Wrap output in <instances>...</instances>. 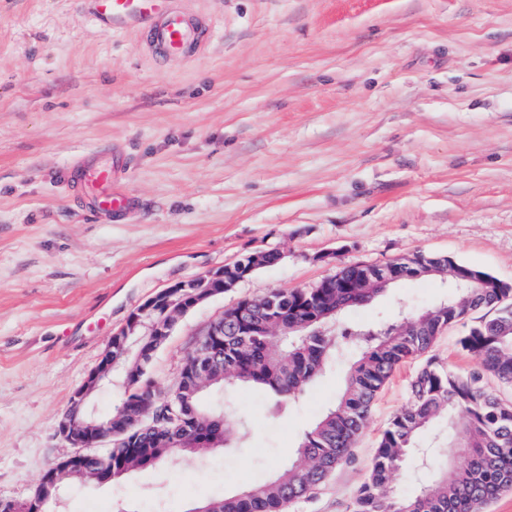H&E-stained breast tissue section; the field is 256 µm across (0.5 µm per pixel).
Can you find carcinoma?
<instances>
[{"label":"carcinoma","instance_id":"1","mask_svg":"<svg viewBox=\"0 0 512 512\" xmlns=\"http://www.w3.org/2000/svg\"><path fill=\"white\" fill-rule=\"evenodd\" d=\"M459 266L445 256L416 252L385 264L346 265L336 272L334 288L268 291L250 304L259 317L270 310L283 318L268 336L241 335L242 304L224 311L223 367L214 388L225 391L247 384L263 389L274 397V418L287 416L326 369L354 354L357 358L336 402L301 435L294 459L270 479L233 496L209 499L215 512H291L311 499L350 459L378 393L396 368L425 356L438 335L483 307L496 308L494 316L471 326L459 339L461 348L479 361V369L454 372L427 359L410 383L406 404L378 440L351 512H487L494 499L512 490V400L484 384L489 373L512 385V283L484 271L473 281L464 280L457 275ZM423 276L447 281L452 294L413 315L410 323L393 318L355 332L336 329L342 314L373 303L397 282ZM198 386L184 373L169 394L153 400L164 445L154 443L148 416L145 424L131 429L132 447L112 440L100 458L112 456L114 478L185 454L209 452L180 447L188 432L212 438L218 448L239 447L242 434L230 422L238 408L227 398L203 405ZM178 388L193 392L188 405L178 401ZM440 420L453 431L448 448L461 449L457 461L428 454L425 467L431 478L410 492L396 491V476L421 452L424 436Z\"/></svg>","mask_w":512,"mask_h":512}]
</instances>
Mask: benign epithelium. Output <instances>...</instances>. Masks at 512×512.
I'll return each instance as SVG.
<instances>
[{"mask_svg":"<svg viewBox=\"0 0 512 512\" xmlns=\"http://www.w3.org/2000/svg\"><path fill=\"white\" fill-rule=\"evenodd\" d=\"M249 266L241 267L235 275L223 268H214L206 276L179 282L147 299L128 317L124 326L111 337L107 348L97 366L82 386L74 391L67 409L59 417L56 430L59 437L76 449L71 455L61 457L43 475L33 495L25 501L0 498V512H50L52 503L59 495V482L66 477L89 478L99 484L112 480V463L108 462L97 469L89 465V448H100L106 441L124 435L145 413L146 402L135 400L128 403L126 418L122 425L112 426V421L99 422L91 416L87 402L91 393L112 376L113 367L120 364L119 356L130 354L131 346H137L138 361L124 368L125 381L136 382L146 374L152 356L171 335L178 318L214 296L224 293V289L246 279L255 269L265 262V252L257 251L250 255ZM162 312L163 319L158 325L150 326L145 342L133 340L136 329L145 325L153 314ZM279 326L272 317H261L244 327V335H267ZM205 338L199 340L192 351L193 363L190 374L199 380H212L213 364L224 356V317L220 316L210 323L204 332Z\"/></svg>","mask_w":512,"mask_h":512,"instance_id":"7a95c632","label":"benign epithelium"}]
</instances>
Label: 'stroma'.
<instances>
[{
    "instance_id": "35a3bbf8",
    "label": "stroma",
    "mask_w": 512,
    "mask_h": 512,
    "mask_svg": "<svg viewBox=\"0 0 512 512\" xmlns=\"http://www.w3.org/2000/svg\"><path fill=\"white\" fill-rule=\"evenodd\" d=\"M203 49L160 58L74 0H0V498L27 499L70 447L56 424L112 336L175 283L275 250V265L176 323L150 365L166 390L211 321L244 297L304 288L336 264L422 252L512 282V0H180ZM103 149L133 207L103 219L64 175ZM336 252L335 264L320 261ZM395 284L346 325L447 299ZM443 332L431 357L476 358ZM410 362L378 394L352 458L295 512H350ZM327 369L287 417L232 399L242 446L74 485L54 512H190L269 476L342 389Z\"/></svg>"
}]
</instances>
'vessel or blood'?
Returning a JSON list of instances; mask_svg holds the SVG:
<instances>
[{"instance_id": "vessel-or-blood-1", "label": "vessel or blood", "mask_w": 512, "mask_h": 512, "mask_svg": "<svg viewBox=\"0 0 512 512\" xmlns=\"http://www.w3.org/2000/svg\"><path fill=\"white\" fill-rule=\"evenodd\" d=\"M78 8L102 30L149 32V45L167 56H193L198 36L185 9L173 0H76ZM119 167L111 155L81 160L69 172L91 208L101 217L127 211L130 196L115 190Z\"/></svg>"}]
</instances>
